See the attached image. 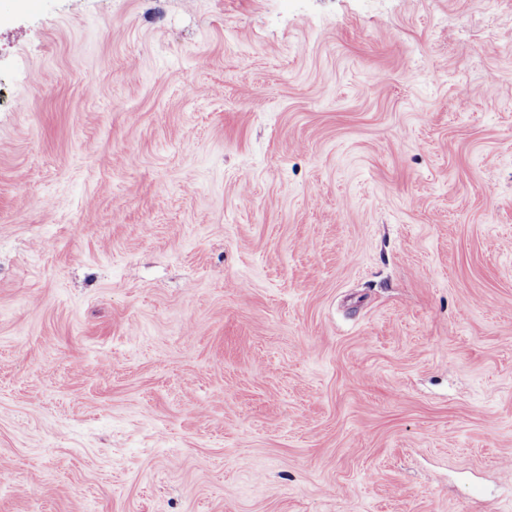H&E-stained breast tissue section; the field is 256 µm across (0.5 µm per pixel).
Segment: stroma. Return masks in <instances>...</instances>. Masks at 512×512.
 <instances>
[{
    "mask_svg": "<svg viewBox=\"0 0 512 512\" xmlns=\"http://www.w3.org/2000/svg\"><path fill=\"white\" fill-rule=\"evenodd\" d=\"M0 512H512V0H0Z\"/></svg>",
    "mask_w": 512,
    "mask_h": 512,
    "instance_id": "stroma-1",
    "label": "stroma"
}]
</instances>
